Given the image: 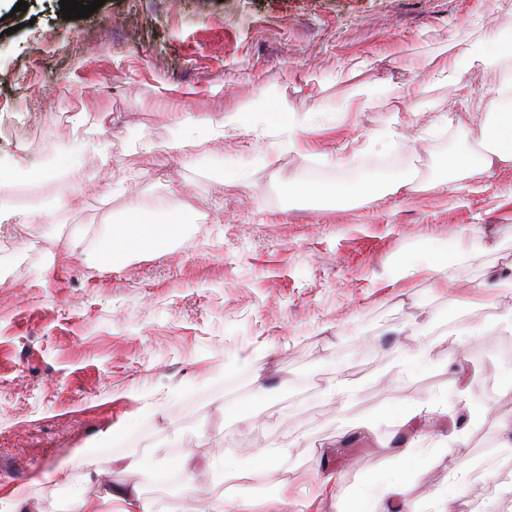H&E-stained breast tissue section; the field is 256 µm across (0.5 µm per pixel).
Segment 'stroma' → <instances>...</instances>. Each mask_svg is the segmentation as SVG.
I'll list each match as a JSON object with an SVG mask.
<instances>
[{"mask_svg": "<svg viewBox=\"0 0 512 512\" xmlns=\"http://www.w3.org/2000/svg\"><path fill=\"white\" fill-rule=\"evenodd\" d=\"M0 0V158L58 168L78 201L50 202L25 219L0 189V512L23 494L48 512L74 497L97 500L103 484L157 495L149 470L106 458L91 479L53 476L60 461L89 448L128 416L149 419L133 453L154 464L191 454L187 493L166 497L173 512L246 492L259 499L315 490L335 476L339 508L351 512L392 448H418L447 433L431 414L425 437L397 427L403 398L456 392L468 363L456 359L454 326L474 328L466 346L481 364L473 383L512 417V390L496 372L506 338L485 329L512 309V290L489 295L471 317L465 293L436 276L397 278L398 255L434 239L464 254L459 278L479 284L489 268L512 264V165L435 187L440 161L463 132H438L440 112H460L455 86L411 69L418 53L449 38L485 37L492 0H105L89 17L66 20L59 0ZM512 71L474 67L463 81L479 112ZM418 89L427 108L395 98L344 111L358 87ZM233 112L254 113L246 137L222 134ZM206 113L213 126L187 124ZM323 115L306 136L338 157L377 130L403 133L401 164L422 178L418 192L378 203L308 211L288 200V183L334 173L287 149L288 121ZM248 172L247 186L225 182ZM191 212L163 251H135L99 265L113 224ZM436 342L438 362L418 377L398 376L396 358L415 324ZM253 354L263 366L255 390L224 411L225 399L183 405L176 387L208 382L224 359ZM344 377L356 399L344 418L322 391ZM496 457L483 465L487 445ZM287 448L278 475L225 473L224 458L248 448ZM456 462L474 476L459 496L463 512H512V447L495 421L470 426L451 459H434L411 478L416 500L448 482Z\"/></svg>", "mask_w": 512, "mask_h": 512, "instance_id": "stroma-1", "label": "stroma"}]
</instances>
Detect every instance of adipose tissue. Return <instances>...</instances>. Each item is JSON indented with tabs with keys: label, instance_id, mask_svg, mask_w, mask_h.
<instances>
[{
	"label": "adipose tissue",
	"instance_id": "obj_1",
	"mask_svg": "<svg viewBox=\"0 0 512 512\" xmlns=\"http://www.w3.org/2000/svg\"><path fill=\"white\" fill-rule=\"evenodd\" d=\"M495 56L486 40L477 39L468 43L449 41L442 49L440 57H430L422 61V68L434 76L456 82L459 92H466L462 75L475 66L487 67L494 63ZM395 133L384 130L373 133L366 146L379 158L377 165L367 167L358 160L357 152H350L337 163L334 178L319 180L308 178L291 182L284 192L288 197L297 198L305 204L315 206H343L352 202L376 201L387 194L400 190H414V179L398 163L396 158ZM512 164V80H504L494 94L484 104L480 116L472 118L465 131L464 144L450 152L441 161L444 176L441 187L455 192L460 178L477 173H487L495 167ZM189 216L181 220L152 219L143 221L131 219L113 225L110 234L100 247L98 256L102 262L123 257L134 249L156 250L166 245L179 224L189 223ZM460 259L457 248L429 241L419 249L405 254L397 265L401 277L413 276L422 272L437 275L443 286L462 288L463 283L455 273ZM142 433L141 420L132 416L126 418L121 427L105 436L98 448L76 452L70 460L62 462L54 471L55 477L70 479L77 468H87L100 457L128 465L140 464L152 470L153 478L161 491L160 496L145 497L137 490L111 484L103 485L102 498L106 501L119 500L127 505L126 512H169L164 498L166 492L185 490V476L188 464L175 459L162 466H151L148 459H135L132 454L134 444ZM467 431L451 428L448 434L436 441L429 455L414 453L409 448L396 449L392 464L376 472L372 479L377 496L364 504L365 512H393L395 506L404 500L408 493L409 475L421 472L426 466L427 457L443 458L451 448L465 441ZM286 449L277 446L256 448L247 457L229 456L224 460V470L239 473L246 478H265L280 471Z\"/></svg>",
	"mask_w": 512,
	"mask_h": 512
}]
</instances>
